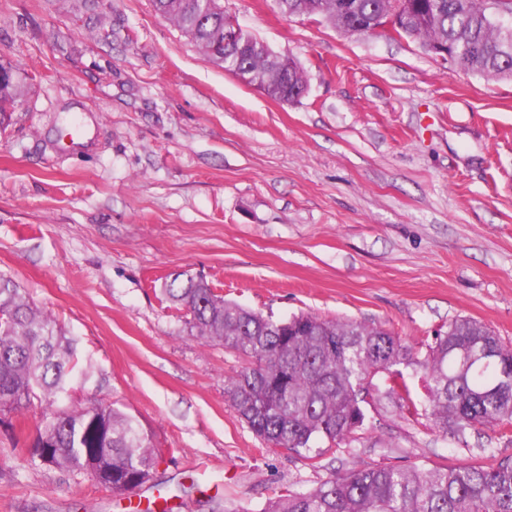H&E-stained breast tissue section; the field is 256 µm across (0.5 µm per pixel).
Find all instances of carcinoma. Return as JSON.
Listing matches in <instances>:
<instances>
[{"label":"carcinoma","mask_w":512,"mask_h":512,"mask_svg":"<svg viewBox=\"0 0 512 512\" xmlns=\"http://www.w3.org/2000/svg\"><path fill=\"white\" fill-rule=\"evenodd\" d=\"M213 0H152L220 65L237 61L260 80L268 97L295 103L264 48L238 56L224 46V12ZM293 16H321L340 30L365 35L370 21L392 17L393 30L425 50L445 47L455 65L490 78H512V24L490 17L483 0H420L407 13L395 0H274ZM10 81L0 88V128L12 113L2 104L16 97L15 67L0 62ZM185 309L191 335L249 359L227 385L239 418L261 441L306 460L333 455L363 429L364 394L380 396L414 417L425 408L430 425L460 436L467 429L512 425V349L487 327L465 317L448 323L420 358L403 339L354 320L299 314L275 320L224 300L209 283L185 272L162 288ZM490 352V361L477 359ZM77 357L75 342L56 319L39 310L10 277L0 275V424L13 448L32 467L84 473L124 496L152 478L161 460L152 435L139 421L99 399L82 407L59 404ZM422 373L418 398L399 365ZM39 404L33 439L14 417ZM261 512H512V459L495 465L429 469L376 465L335 470L311 488L291 485L274 493Z\"/></svg>","instance_id":"carcinoma-1"}]
</instances>
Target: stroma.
Wrapping results in <instances>:
<instances>
[{
  "label": "stroma",
  "instance_id": "stroma-1",
  "mask_svg": "<svg viewBox=\"0 0 512 512\" xmlns=\"http://www.w3.org/2000/svg\"><path fill=\"white\" fill-rule=\"evenodd\" d=\"M223 4L300 64L306 97L243 84L151 0H0L19 86L0 129V273L77 341L64 404L112 403L164 450L154 486L124 499L28 466L0 429V512H127L161 495L172 512H261L334 469L512 459L500 427L459 440L374 396L356 441L317 467L239 419L225 388L246 360L189 334L160 292L173 274L417 350L459 316L512 345V80L273 0Z\"/></svg>",
  "mask_w": 512,
  "mask_h": 512
}]
</instances>
